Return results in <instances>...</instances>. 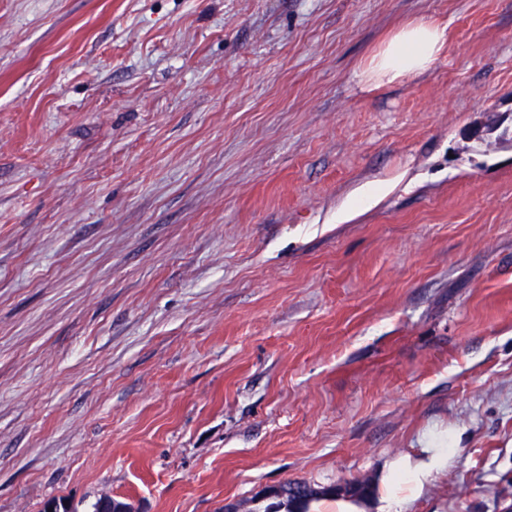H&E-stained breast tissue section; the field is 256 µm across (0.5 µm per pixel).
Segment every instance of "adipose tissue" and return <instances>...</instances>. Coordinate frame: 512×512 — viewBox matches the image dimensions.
<instances>
[{
  "label": "adipose tissue",
  "instance_id": "1",
  "mask_svg": "<svg viewBox=\"0 0 512 512\" xmlns=\"http://www.w3.org/2000/svg\"><path fill=\"white\" fill-rule=\"evenodd\" d=\"M448 46V27L430 19L409 21L394 30L356 71V85L369 92L428 72ZM449 448H426L415 466H402L386 479L388 506H401L402 492L418 496L417 472L444 464L452 456Z\"/></svg>",
  "mask_w": 512,
  "mask_h": 512
}]
</instances>
